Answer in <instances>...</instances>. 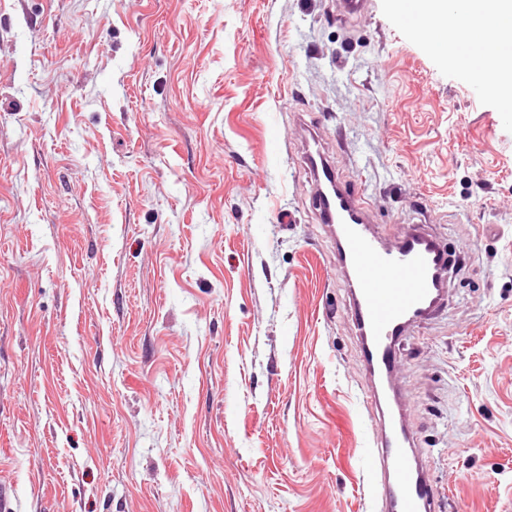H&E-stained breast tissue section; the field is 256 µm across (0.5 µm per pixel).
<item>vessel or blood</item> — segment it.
I'll use <instances>...</instances> for the list:
<instances>
[{
  "mask_svg": "<svg viewBox=\"0 0 512 512\" xmlns=\"http://www.w3.org/2000/svg\"><path fill=\"white\" fill-rule=\"evenodd\" d=\"M450 23L453 47L460 54L478 55L492 39L479 32L476 19L463 8L455 9ZM305 161L316 185L331 188L319 196L318 209L336 238L338 267L351 285V316L372 384L366 403L382 429L369 458V488L384 512H437L435 489L405 424L396 376L403 336L443 301L437 288L447 282L448 259L421 226L412 227L395 245H381L361 197L338 185L322 155L307 154Z\"/></svg>",
  "mask_w": 512,
  "mask_h": 512,
  "instance_id": "vessel-or-blood-1",
  "label": "vessel or blood"
}]
</instances>
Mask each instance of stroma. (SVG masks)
<instances>
[{"instance_id": "obj_1", "label": "stroma", "mask_w": 512, "mask_h": 512, "mask_svg": "<svg viewBox=\"0 0 512 512\" xmlns=\"http://www.w3.org/2000/svg\"><path fill=\"white\" fill-rule=\"evenodd\" d=\"M394 0H0V504L377 512L315 127L448 254L400 345L440 512H512V114Z\"/></svg>"}]
</instances>
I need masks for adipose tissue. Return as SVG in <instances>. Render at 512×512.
<instances>
[{
  "label": "adipose tissue",
  "mask_w": 512,
  "mask_h": 512,
  "mask_svg": "<svg viewBox=\"0 0 512 512\" xmlns=\"http://www.w3.org/2000/svg\"><path fill=\"white\" fill-rule=\"evenodd\" d=\"M401 12L415 14L417 30L425 38L445 29L451 0H397ZM482 29L493 41L478 57L454 56L458 69L481 75L503 106H512V0H467Z\"/></svg>",
  "instance_id": "ef3b65f1"
}]
</instances>
